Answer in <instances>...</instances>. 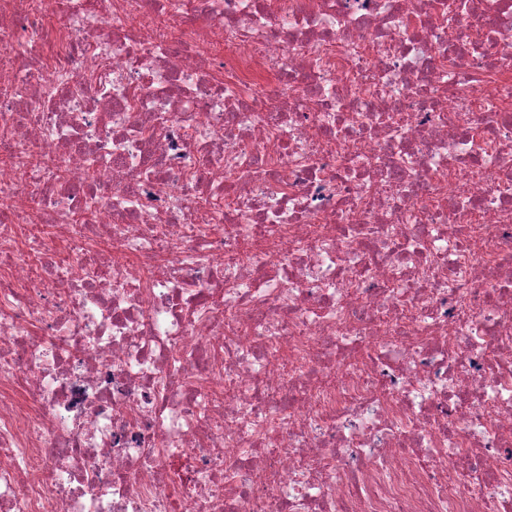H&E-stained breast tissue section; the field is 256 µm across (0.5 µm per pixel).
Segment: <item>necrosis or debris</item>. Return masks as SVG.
<instances>
[{
	"label": "necrosis or debris",
	"instance_id": "1",
	"mask_svg": "<svg viewBox=\"0 0 512 512\" xmlns=\"http://www.w3.org/2000/svg\"><path fill=\"white\" fill-rule=\"evenodd\" d=\"M512 495V0H0V512Z\"/></svg>",
	"mask_w": 512,
	"mask_h": 512
}]
</instances>
